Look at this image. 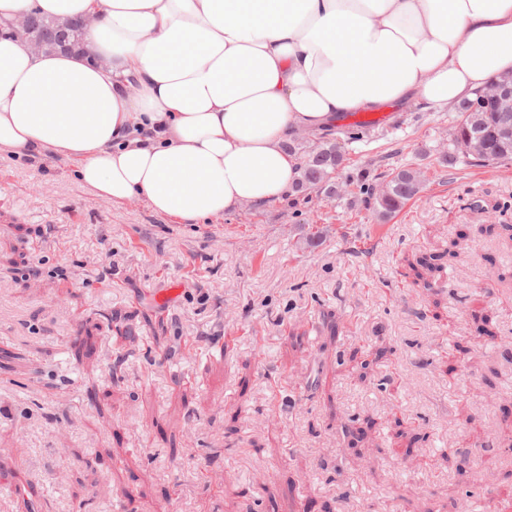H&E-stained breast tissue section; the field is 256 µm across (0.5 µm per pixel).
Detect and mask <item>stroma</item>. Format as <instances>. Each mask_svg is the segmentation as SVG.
<instances>
[{
	"label": "stroma",
	"instance_id": "1",
	"mask_svg": "<svg viewBox=\"0 0 512 512\" xmlns=\"http://www.w3.org/2000/svg\"><path fill=\"white\" fill-rule=\"evenodd\" d=\"M391 110L297 136L342 144L343 197L199 225L0 153V512H512V161L448 166L455 108ZM380 196L375 197L374 209L382 218H387L412 199L421 188L419 172L413 168H399L387 176Z\"/></svg>",
	"mask_w": 512,
	"mask_h": 512
}]
</instances>
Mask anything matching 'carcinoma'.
<instances>
[{
  "instance_id": "carcinoma-1",
  "label": "carcinoma",
  "mask_w": 512,
  "mask_h": 512,
  "mask_svg": "<svg viewBox=\"0 0 512 512\" xmlns=\"http://www.w3.org/2000/svg\"><path fill=\"white\" fill-rule=\"evenodd\" d=\"M458 120L450 133L448 156L444 162L454 165L465 159L482 164L512 159V113L506 115L476 92L475 97L463 101L457 107ZM481 140L487 148V155L476 157L466 145ZM303 178L305 185L320 187L329 195H341L344 187L334 182V175L344 161V154L336 147L313 149L303 155ZM421 188L419 172L413 168H399L388 174L386 190L375 197L374 209L382 218H387L412 199Z\"/></svg>"
}]
</instances>
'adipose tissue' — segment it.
I'll use <instances>...</instances> for the list:
<instances>
[{
    "instance_id": "adipose-tissue-1",
    "label": "adipose tissue",
    "mask_w": 512,
    "mask_h": 512,
    "mask_svg": "<svg viewBox=\"0 0 512 512\" xmlns=\"http://www.w3.org/2000/svg\"><path fill=\"white\" fill-rule=\"evenodd\" d=\"M26 14L90 19L83 50L27 48ZM511 71L512 0H0V152L202 224L293 193L298 133Z\"/></svg>"
}]
</instances>
